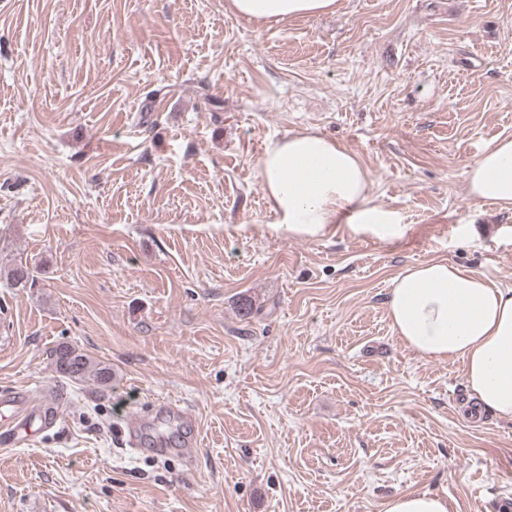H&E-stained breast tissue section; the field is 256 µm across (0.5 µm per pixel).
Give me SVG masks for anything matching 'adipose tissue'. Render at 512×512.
<instances>
[{
  "label": "adipose tissue",
  "mask_w": 512,
  "mask_h": 512,
  "mask_svg": "<svg viewBox=\"0 0 512 512\" xmlns=\"http://www.w3.org/2000/svg\"><path fill=\"white\" fill-rule=\"evenodd\" d=\"M254 22L315 18L337 0H228ZM258 171L276 227L316 239L335 225L381 239L402 231L396 212L372 204L361 160L313 130L270 141ZM471 196L512 211V137L493 141L467 172ZM387 312L396 336L431 359H458L466 386L482 406L512 421V286L445 260L406 267L392 280ZM384 512H453L447 495L410 491L390 498Z\"/></svg>",
  "instance_id": "obj_1"
}]
</instances>
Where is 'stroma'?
<instances>
[{
  "label": "stroma",
  "mask_w": 512,
  "mask_h": 512,
  "mask_svg": "<svg viewBox=\"0 0 512 512\" xmlns=\"http://www.w3.org/2000/svg\"><path fill=\"white\" fill-rule=\"evenodd\" d=\"M256 24L228 0H0V512H456L512 502V421L458 360L394 334L405 267L512 286V213L466 170L512 136V0H338ZM313 129L355 153L400 237L275 229L258 175ZM70 344L110 365L58 376ZM3 271L8 281L15 288H34L39 281L40 270L37 266L29 267L23 261L15 262L3 267ZM54 367L59 376L70 381L108 386L112 381V368L69 344H61L53 352ZM384 512H453L448 496L432 491H410L390 498Z\"/></svg>",
  "instance_id": "stroma-1"
}]
</instances>
